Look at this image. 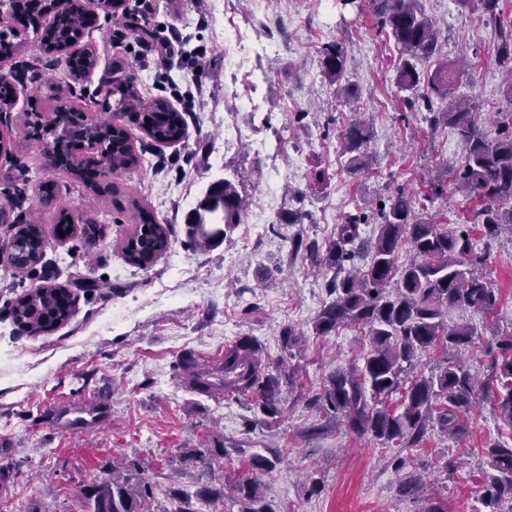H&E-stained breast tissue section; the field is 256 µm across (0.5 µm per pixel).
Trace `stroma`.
Here are the masks:
<instances>
[{"label":"stroma","instance_id":"35a3bbf8","mask_svg":"<svg viewBox=\"0 0 512 512\" xmlns=\"http://www.w3.org/2000/svg\"><path fill=\"white\" fill-rule=\"evenodd\" d=\"M421 2L442 30L439 63L465 55L472 64L457 96L484 112L512 110L503 96L508 76L491 58V28L449 9L448 0ZM86 8L97 20L83 43L97 65L73 82L67 102L80 107L92 97L94 116L113 113L115 87L130 82L182 112L185 137L155 142L136 115L123 116L141 163L118 176L104 173L108 190L101 195L56 167L39 142L0 155V184L11 189L0 194V205L14 217L40 216L45 239L41 263L14 269L7 244L15 227L0 223V512H87L84 488L107 478L116 460L136 465L149 481L155 512H171L170 491H193L201 481L233 497L235 481L250 473V454L270 452L278 461L260 482L275 512H426L428 500L400 490L415 470L429 476L447 512H485L484 450L512 438L499 416L495 369V339L512 333V241L471 223L476 202L456 189L425 200L422 170L447 175L464 152L451 129H430L419 113L405 111L406 93L396 83L399 51L373 13L342 11L336 0H268L259 13L254 0H233L235 23L258 49L235 68L224 54V19L213 0H129L127 10L109 14L88 0ZM145 21V43L127 38V29ZM174 27L190 43L182 55L161 56L157 49ZM20 39L23 51L0 60V74L21 78L14 100L0 102V134L14 143L25 122L51 113L60 92L55 79L66 71L65 53L44 46L40 34L30 30ZM337 41L348 48L347 75L357 91L350 102L337 97L321 65V48ZM358 110L366 112L372 138L364 167L353 170L342 133ZM228 112L247 137L226 151L220 144ZM280 138L301 154V166L285 154L269 163L256 148ZM224 179L246 204L268 188L281 192L282 203L262 235L246 237L238 225L219 246L197 248L187 216L209 184ZM42 182L53 186L48 206L37 200ZM399 187L423 199V218L467 224L498 303L486 313L448 317L472 326L474 336L457 357L486 384L467 433L458 440L436 428L422 447L398 456L312 403L333 373L361 360L367 338L354 325L315 335L329 275L323 261L294 244L315 241L327 250L346 216ZM139 205L169 229L168 247L145 268L122 253ZM61 206L101 224L102 238L59 240ZM231 250L236 258L228 265ZM50 282L70 292L74 315L53 332L26 335L13 325L11 306ZM288 324L299 334L291 359L283 358L280 340ZM245 336L280 367L279 417L263 414L254 399L200 396L183 384L177 365L184 356L206 364ZM97 394L109 402L99 421L88 412ZM221 445L223 458L188 454Z\"/></svg>","mask_w":512,"mask_h":512}]
</instances>
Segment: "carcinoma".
<instances>
[{
    "label": "carcinoma",
    "instance_id": "obj_1",
    "mask_svg": "<svg viewBox=\"0 0 512 512\" xmlns=\"http://www.w3.org/2000/svg\"><path fill=\"white\" fill-rule=\"evenodd\" d=\"M344 7L359 11L371 9L379 25L394 40L400 51L397 84L411 92L405 99L408 111L422 115L430 128L441 125L457 133L464 149V162L452 169L454 188L475 198L473 223L490 234L506 230L512 234V112L498 122L497 137L488 140L480 126L479 113L455 95L460 71L453 65H440L430 73L417 68L438 53L440 33L437 23L419 7L420 0H339ZM502 0H456L464 11L479 12L494 33L495 64L512 75V13L504 15ZM52 15L45 37L62 50L76 44L94 27L96 17L80 7L64 14L48 0ZM347 50L339 43L322 51L324 73L337 86L340 97L355 96L347 80ZM97 59L80 54L69 62L68 75L92 70ZM120 106L139 115L144 130L155 141L176 143L183 139L182 113L171 110L162 99H146L128 85L120 90ZM122 113L105 119H81L75 113L57 114L51 124L65 134L55 138L53 151L59 166L78 179L85 169L75 157L76 146L95 140L103 147L100 163L114 174L131 170L139 163L120 123ZM351 161L361 164L362 149L371 138L370 125L354 120L345 130ZM216 196L222 205L197 210L195 220L187 221V233L200 248L221 243L243 211L242 199L233 184L218 182ZM415 199L402 187L376 207L377 233L361 238L360 225L370 216L354 215L338 225L336 240L327 250L326 264L332 276L327 289L332 300L326 303L314 321L316 333L326 335L344 322L368 327L369 349L362 362L347 371L333 374L323 393L313 399L320 408L342 415L347 428L359 436L370 435L385 444L412 448L424 440L428 428L437 426L449 436L460 438L466 430L465 419L478 398L473 376L457 362L444 358L429 376L406 380L416 353L436 346L448 353L467 344L474 330L467 323L448 324V314L457 308L488 312L497 303L494 289L479 271L480 260L473 251L471 238L463 232L433 220L416 217ZM140 223L131 236L151 244L168 238V229L154 222L145 209H138ZM17 231L28 234L31 250L20 259L21 267L38 264L44 256V239L36 223L18 224ZM410 245L412 255L403 266L397 265L402 244ZM399 275L393 293L386 284ZM73 304L69 293L56 285H47L17 299L12 309L15 326L29 336H38L67 322ZM500 350L497 381L503 393L496 398L501 418L512 428V334L495 337ZM184 383L193 391L209 395L221 391L230 396H252L263 413L274 416L280 410L279 377L270 371L261 355V345L244 338L224 348V358L211 367H199L192 361L183 366ZM401 393L399 409L382 407L389 395ZM489 468L483 495L489 512L498 510L502 499H512V445L496 442L485 449ZM277 458L262 454L250 457L252 476L240 477L234 485L232 502L238 512H275L266 502L256 474L274 467ZM88 512H153L150 483L129 473L112 472V477L84 488ZM216 491L203 485L194 493L176 491L172 512H196L191 500L205 504Z\"/></svg>",
    "mask_w": 512,
    "mask_h": 512
}]
</instances>
